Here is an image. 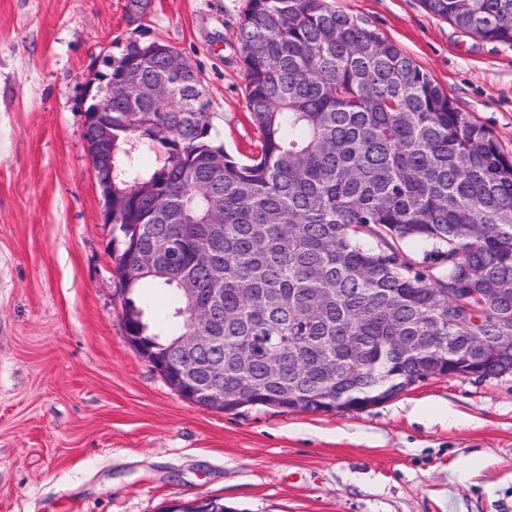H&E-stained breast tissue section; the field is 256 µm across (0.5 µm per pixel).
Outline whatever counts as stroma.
I'll return each mask as SVG.
<instances>
[{"label": "stroma", "mask_w": 512, "mask_h": 512, "mask_svg": "<svg viewBox=\"0 0 512 512\" xmlns=\"http://www.w3.org/2000/svg\"><path fill=\"white\" fill-rule=\"evenodd\" d=\"M412 57L512 156V44L421 0H331ZM246 0H0V512H512V374L431 377L361 410L218 412L127 342L84 140L89 84L126 39L201 74L250 154L232 37Z\"/></svg>", "instance_id": "1"}]
</instances>
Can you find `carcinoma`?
<instances>
[{"mask_svg": "<svg viewBox=\"0 0 512 512\" xmlns=\"http://www.w3.org/2000/svg\"><path fill=\"white\" fill-rule=\"evenodd\" d=\"M423 4L467 33L512 43V0ZM234 37L260 138L244 161L217 140L187 60L165 103L153 92L180 57L172 47L129 38L104 61L125 329L176 356L190 329L179 281L200 298L221 289L212 329L224 347L190 365L222 367L195 383L210 409L222 383L226 411L358 410L428 377L503 374L512 361L471 350L470 337L512 334V159L410 56L330 0H246ZM402 244L425 247L422 261ZM146 250L151 268L140 264ZM145 288L164 290L162 310ZM392 336L429 344L409 355ZM325 356L340 367L333 380Z\"/></svg>", "mask_w": 512, "mask_h": 512, "instance_id": "1", "label": "carcinoma"}]
</instances>
